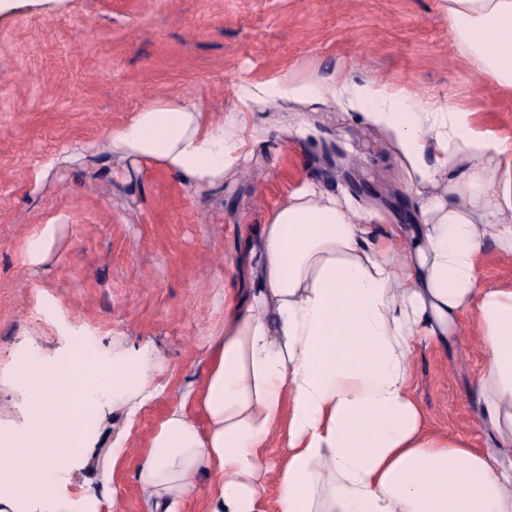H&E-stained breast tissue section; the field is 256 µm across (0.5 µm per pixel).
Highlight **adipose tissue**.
Instances as JSON below:
<instances>
[{"instance_id":"ef3b65f1","label":"adipose tissue","mask_w":512,"mask_h":512,"mask_svg":"<svg viewBox=\"0 0 512 512\" xmlns=\"http://www.w3.org/2000/svg\"><path fill=\"white\" fill-rule=\"evenodd\" d=\"M457 53L512 93V0H447ZM314 88L273 79L237 92L236 114L212 119L194 102L161 100L113 130L112 151L150 162L193 188H219L240 169L248 141L267 133L260 108ZM374 102L365 120L389 130L417 198V221L358 213L348 197L304 183L247 239L250 276L224 296V327L206 340L200 388L153 430L135 478L149 512H266L275 479L279 512H512V288L480 276L488 251L512 260V139L455 107L407 111L401 95L343 87ZM434 164H427V157ZM483 364L473 380L482 450L431 433L412 389L415 346H444L464 315ZM150 352L112 355L123 400L155 390ZM27 401L17 447L0 449V512H73L53 493L62 467L94 450L75 428L61 382L22 365ZM283 438L284 463L266 449ZM207 486H200V476Z\"/></svg>"}]
</instances>
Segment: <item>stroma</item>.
Returning a JSON list of instances; mask_svg holds the SVG:
<instances>
[{
    "mask_svg": "<svg viewBox=\"0 0 512 512\" xmlns=\"http://www.w3.org/2000/svg\"><path fill=\"white\" fill-rule=\"evenodd\" d=\"M285 76L323 87L267 110L223 188L190 189L151 164L114 157L113 129L166 98L212 118L233 111L241 79ZM400 93L418 108L456 106L512 137V95L456 52L445 0H0V428L25 422L12 371L56 361L82 339L103 360L154 351L156 395L132 410L98 390L95 455L60 471L75 512H147L136 458L155 424L205 373L204 342L224 326V293L241 287L240 250L287 191L310 181L356 211L414 223L392 136L356 119L329 89ZM305 116L313 134L284 139ZM64 229L50 258L25 261L35 225ZM470 320L448 346H418L413 393L429 430L485 447L473 379L482 366ZM115 459L110 482L101 464Z\"/></svg>",
    "mask_w": 512,
    "mask_h": 512,
    "instance_id": "1",
    "label": "stroma"
}]
</instances>
